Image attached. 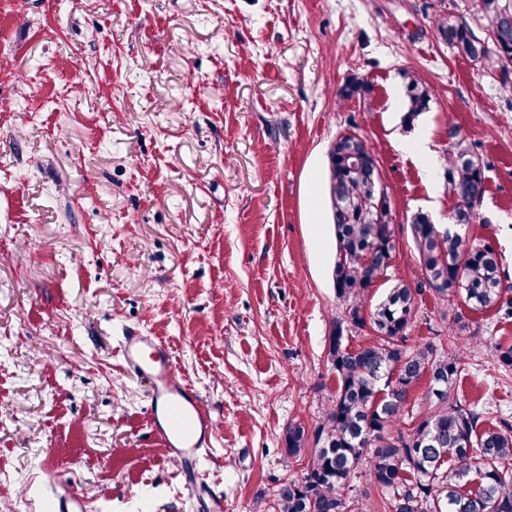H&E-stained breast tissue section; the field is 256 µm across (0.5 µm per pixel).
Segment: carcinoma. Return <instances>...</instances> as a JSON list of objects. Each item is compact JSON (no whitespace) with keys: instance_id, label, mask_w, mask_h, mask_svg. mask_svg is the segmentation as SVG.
Instances as JSON below:
<instances>
[{"instance_id":"1","label":"carcinoma","mask_w":512,"mask_h":512,"mask_svg":"<svg viewBox=\"0 0 512 512\" xmlns=\"http://www.w3.org/2000/svg\"><path fill=\"white\" fill-rule=\"evenodd\" d=\"M480 3L491 18V42L446 17L437 19L436 29L466 57L494 60L507 79L512 74V9L498 0ZM402 77L409 101L404 123L409 126L429 107L433 90L414 71ZM371 92L365 81L350 77L336 96L366 102ZM448 137L445 189L455 201L454 225L462 226L476 217L487 164L455 129ZM378 166L377 152L355 132L339 135L328 153L337 241L333 280L337 298L346 305L328 350L336 396L313 431L297 421L286 427L285 453L304 464L301 477L277 486L274 512H369L354 494L363 474L393 512H512V421L501 419L483 428V414L491 409L480 412L455 397L464 365L460 351L442 353L430 343L405 346L424 286L442 300L460 292L469 307L495 308L512 318L500 255L493 245L471 241L451 228L442 231L428 214L417 212L410 217V230L425 285L400 282L364 314V297L396 250L397 220L376 190ZM344 322L359 330L372 328L377 340L349 348L343 344ZM425 376L426 408L405 424L411 392Z\"/></svg>"}]
</instances>
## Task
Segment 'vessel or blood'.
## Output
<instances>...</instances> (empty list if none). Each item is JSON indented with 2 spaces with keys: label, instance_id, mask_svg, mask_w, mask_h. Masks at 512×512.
Segmentation results:
<instances>
[{
  "label": "vessel or blood",
  "instance_id": "obj_1",
  "mask_svg": "<svg viewBox=\"0 0 512 512\" xmlns=\"http://www.w3.org/2000/svg\"><path fill=\"white\" fill-rule=\"evenodd\" d=\"M127 369L143 379L150 393L148 422L171 461L194 475L204 450L212 445L216 421L198 392L178 374L167 343L153 333L128 330L121 341Z\"/></svg>",
  "mask_w": 512,
  "mask_h": 512
}]
</instances>
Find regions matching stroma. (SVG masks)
Masks as SVG:
<instances>
[{
	"label": "stroma",
	"mask_w": 512,
	"mask_h": 512,
	"mask_svg": "<svg viewBox=\"0 0 512 512\" xmlns=\"http://www.w3.org/2000/svg\"><path fill=\"white\" fill-rule=\"evenodd\" d=\"M442 14L489 36L473 0H0V512H55L60 485L86 512H200L201 489L272 512L302 470L288 422L313 428L336 394L345 130L375 148L399 223L363 311L423 280L408 219L448 222L452 126L487 163L462 231L512 274V87L441 39ZM406 69L434 89L409 127ZM353 74L369 101H338ZM460 322L461 401L512 419L494 350L512 318L426 289L407 344L447 347ZM131 328L168 342L216 420L195 486L148 427Z\"/></svg>",
	"instance_id": "1"
}]
</instances>
